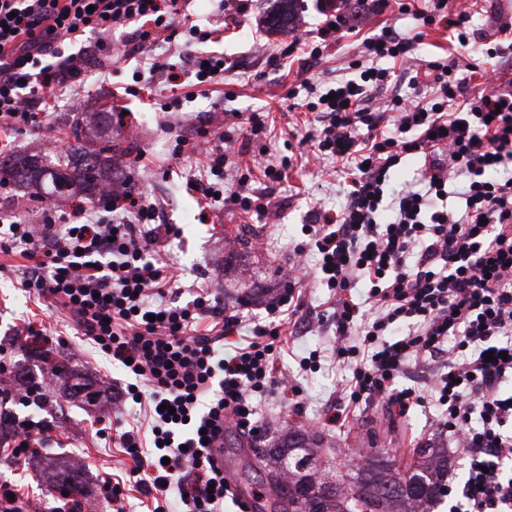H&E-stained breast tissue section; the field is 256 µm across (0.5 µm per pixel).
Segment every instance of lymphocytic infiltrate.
I'll return each instance as SVG.
<instances>
[{"instance_id": "1", "label": "lymphocytic infiltrate", "mask_w": 512, "mask_h": 512, "mask_svg": "<svg viewBox=\"0 0 512 512\" xmlns=\"http://www.w3.org/2000/svg\"><path fill=\"white\" fill-rule=\"evenodd\" d=\"M180 13L179 0H0V128H42L47 108L76 94L84 63L70 47L85 35H97L99 52L109 51L112 30L127 27L141 44L156 31L212 40L215 27L180 28ZM415 43L382 27L364 41L371 65L358 77L326 96L307 79L289 89L292 99L302 89L313 94L306 108L320 128L305 141L348 166L351 184L341 210L304 225L308 241L295 248L288 288L232 353L224 342L239 333L242 316L212 307L205 288L174 303L178 276L151 252L161 209L129 188L100 206L44 208L41 225L14 220L0 233V253L30 262L15 288L64 311L130 378L117 390L104 377L77 390L93 411L115 397L135 406L112 437L131 461L128 479H101L114 512H126L131 487L147 512H224L230 485L211 450L228 427L262 431L257 396L296 393L279 361L284 328L302 308L294 287L308 273L329 292L334 340L331 350L300 357L299 367L315 372L327 360L342 378L324 424L344 425L368 404H386L402 418L431 406V427L467 457L450 512H512V175L489 176L512 166V80L483 71L486 92L467 99L460 59L449 56L430 63L428 80L410 77L415 98H378L396 77L394 62ZM199 136L194 144L177 138L172 154L206 160L204 177L191 183L201 214L266 213L252 176L281 180L289 160L276 166L258 154L242 167L231 133ZM419 153L418 182L388 193L391 170ZM232 169L239 177L225 180ZM452 194L463 197V209L448 207ZM418 364L432 368L424 387L400 386ZM13 375L0 361V398L48 403L56 376L15 388ZM11 424V458L20 468L48 428L26 418Z\"/></svg>"}]
</instances>
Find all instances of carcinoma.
Masks as SVG:
<instances>
[{"instance_id": "1", "label": "carcinoma", "mask_w": 512, "mask_h": 512, "mask_svg": "<svg viewBox=\"0 0 512 512\" xmlns=\"http://www.w3.org/2000/svg\"><path fill=\"white\" fill-rule=\"evenodd\" d=\"M110 152V145L90 149L77 129L56 164L60 186L47 189L42 183L48 155L41 150L1 159L0 186L26 184L34 188L33 197L43 199L63 198L74 187L100 197L112 181ZM321 444V434L290 428L271 437L270 446L253 449L267 470L273 512H430L445 491L448 449L443 446L415 449V461L404 472L381 452L343 472L333 460H322Z\"/></svg>"}]
</instances>
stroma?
<instances>
[{
    "label": "stroma",
    "mask_w": 512,
    "mask_h": 512,
    "mask_svg": "<svg viewBox=\"0 0 512 512\" xmlns=\"http://www.w3.org/2000/svg\"><path fill=\"white\" fill-rule=\"evenodd\" d=\"M272 7L271 0H251L248 11L242 13L234 0H190L185 9L190 19L203 23L213 15L224 16L220 34L203 49L224 55L231 68L208 91H201L190 74L173 91L160 76L148 73L152 60L175 62L184 56L182 38L162 37L141 49L128 43L125 33L116 31L110 41L113 47L124 50V57L101 55L94 59L75 101L62 99L55 103L42 129L0 131V153L22 154L40 144L68 142L70 125L81 113H123V126L113 127L111 132L112 173L121 179L133 177L136 192L162 205L163 221L174 232L161 238L154 250L181 273L178 303L193 300L196 287L202 286L209 288L212 305L240 309L255 320L265 317L267 306L285 288L278 270L293 263V248L304 239L303 225L314 222L316 211H333L345 203L346 187L336 175L335 160L313 158L310 147L301 142L314 127V115L306 109L304 97L289 98V88L308 78L322 90L350 76V63L363 51L362 39L388 25L409 35H423L409 60L397 65V72H427L430 62L453 51L449 30L443 25L427 26L421 18L391 11L377 16L364 10L360 0H350L353 33L323 47L319 59H298L275 67L269 62L270 55L280 53L294 36H315L322 16L317 0H299L290 30H278L267 23ZM449 7L471 17L476 43L463 50L468 66L459 75L466 80L467 95L473 97L482 92L484 80L470 67H489L487 48L495 46L503 27H512V0H450ZM130 86L138 88V95H127ZM173 94L182 99L181 111L164 109ZM238 112L268 115L264 139L237 137L233 148L239 163L249 162L266 145L271 162H280L288 155L292 165L283 180H255L256 191L267 195L272 203L266 216L220 210L204 221L198 217L197 197L187 187L188 180L203 176V162L194 157L174 159V141L191 136L199 127L231 126ZM141 166L146 169L142 179L136 176ZM25 263L20 255L0 254V341L22 342L21 323L31 320L49 333L64 336V344L54 347L52 358L67 364L73 374L102 375L116 386L126 384L128 377L123 369L98 352L64 316L13 288L12 280L21 275ZM300 287L305 300L303 311L312 314L314 327L296 336V353L284 356L281 367L295 376L305 406L298 411L289 401L259 402V417L269 427H310L339 387L334 371L305 373L299 368L298 356L326 349L331 341L325 331L327 290L314 287L308 280ZM249 288L254 291L252 301L240 304V295ZM70 387V382H61L42 409L0 403V440L8 434L13 415L36 421L46 417L53 424L39 455L25 468L15 469L0 456V482L8 480L20 487L26 501L21 512H56L62 507V500L50 494L49 485L52 473L66 466L74 470L88 512H112L111 503L99 491L100 479L107 473L125 477L131 465L111 441L97 437L94 413L71 395ZM425 422L422 409L396 420L385 405L377 404L355 410L343 427L326 425L322 431L337 445L340 462H347L350 452L367 448L387 452L402 466L413 448L430 440L439 441V434L426 428Z\"/></svg>",
    "instance_id": "1"
}]
</instances>
